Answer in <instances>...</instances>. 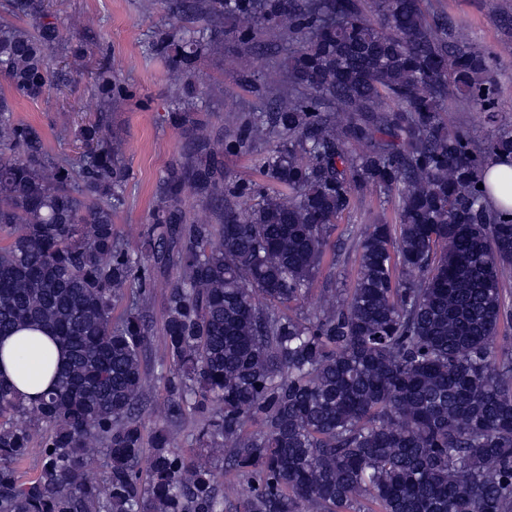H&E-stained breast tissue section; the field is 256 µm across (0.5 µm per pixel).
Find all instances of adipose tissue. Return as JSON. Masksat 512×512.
<instances>
[{
	"instance_id": "1",
	"label": "adipose tissue",
	"mask_w": 512,
	"mask_h": 512,
	"mask_svg": "<svg viewBox=\"0 0 512 512\" xmlns=\"http://www.w3.org/2000/svg\"><path fill=\"white\" fill-rule=\"evenodd\" d=\"M482 184L493 208L512 212V166L499 158L483 168ZM63 358L59 346L42 332L24 329L0 342V379L11 384L21 401L30 403L46 392L55 366Z\"/></svg>"
}]
</instances>
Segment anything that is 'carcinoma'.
Instances as JSON below:
<instances>
[{
  "label": "carcinoma",
  "instance_id": "carcinoma-1",
  "mask_svg": "<svg viewBox=\"0 0 512 512\" xmlns=\"http://www.w3.org/2000/svg\"><path fill=\"white\" fill-rule=\"evenodd\" d=\"M6 3L0 73L37 100L68 0ZM373 5L176 0L177 16L210 23L180 28L169 76L194 162L169 173L135 248L112 224L124 173L108 65L91 73L103 111L75 159L49 157L0 97V336L44 328L64 353L35 402L0 382V512H224L226 473L251 483L235 512H512V346L494 343L512 316V218L478 186L486 158L512 160V130L480 148L448 125L451 99L495 111L489 56L423 0ZM225 23L245 42L270 25L295 47L273 109L221 141L193 117L188 75ZM273 138L270 188L224 180L221 153ZM186 187L224 212L186 218ZM367 189L397 198L398 229L365 225L354 285L331 277L315 314L285 313ZM245 198L257 203L243 214ZM157 288L169 361L149 367ZM192 413L204 420L188 455L176 440ZM34 446L41 470L25 480ZM91 448L109 461L101 483L84 472Z\"/></svg>",
  "mask_w": 512,
  "mask_h": 512
}]
</instances>
